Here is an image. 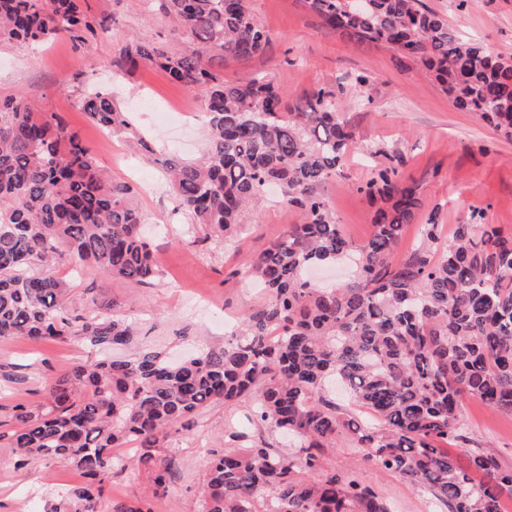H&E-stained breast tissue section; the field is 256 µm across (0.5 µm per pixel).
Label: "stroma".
I'll return each instance as SVG.
<instances>
[{
	"label": "stroma",
	"mask_w": 512,
	"mask_h": 512,
	"mask_svg": "<svg viewBox=\"0 0 512 512\" xmlns=\"http://www.w3.org/2000/svg\"><path fill=\"white\" fill-rule=\"evenodd\" d=\"M447 16L449 24L480 40L492 53L512 57V0H425ZM89 16L109 23L107 37L75 47L66 38L18 48L0 44V97L23 94L40 112L60 113L86 144L96 164L114 179L129 183L150 233L159 274L135 286L103 268L75 265L70 255L58 258L56 275L69 286V313H119L134 322L136 349L159 350L170 359L202 348L223 347L241 315L267 299L247 274L245 263L278 239L289 225L300 223L299 211L271 199L246 213L234 238L208 237L192 224L165 178L164 161H196L207 150V128L199 109L200 94L172 83L156 66L124 70V47L133 41L187 49L177 23L158 11L154 0H83ZM257 20L268 30L267 50L254 57L212 67L225 80L272 82L296 102L324 89L333 92L359 143L400 149L405 157L404 182L418 186L426 205H439L442 237L465 223L471 211L486 223L512 231V138H505L473 114L458 110L441 86L414 65L400 64L396 52L374 44H356L326 30L302 0H250ZM370 82L362 96L352 93V79ZM95 88L111 91L137 130L136 136L102 130L77 102ZM196 107L197 113L159 125L154 109ZM371 177L360 156H352L341 175L323 188L345 235L353 242L373 233V208L356 190ZM97 351L80 341L35 343L21 337L0 341V420H9L15 403L45 399V378L96 359ZM255 396L214 403L202 410L192 430L171 433L163 442L175 462L166 495L157 512H200L206 451L232 447L228 435L240 430L262 435L289 449L297 441L258 429L250 416ZM462 422L482 448L512 468V415L467 402ZM10 449L0 447V512H47L77 484V472L38 461L23 469L4 466ZM126 469L108 485L105 496L127 502L144 496L146 481L133 449L121 451ZM329 469L369 482L389 512H443L440 504L409 481L364 461L348 438L338 437L325 450Z\"/></svg>",
	"instance_id": "stroma-1"
}]
</instances>
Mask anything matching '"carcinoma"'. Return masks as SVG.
<instances>
[{"instance_id":"1","label":"carcinoma","mask_w":512,"mask_h":512,"mask_svg":"<svg viewBox=\"0 0 512 512\" xmlns=\"http://www.w3.org/2000/svg\"><path fill=\"white\" fill-rule=\"evenodd\" d=\"M322 24L358 42L387 46L435 78L453 105L512 137V57L495 55L424 0H303ZM191 47L183 52L133 41L130 66L153 64L202 93L209 145L196 163L168 160L173 191L192 223L226 239L242 212L275 186L300 211L269 248L247 263L268 292L243 314L219 349L171 363L157 351L74 366L47 381L48 402L12 406L0 446L17 469L36 460L65 464L81 482L50 512H155L171 461L162 442L189 429L209 404L260 390L258 426L300 439L288 452L259 438L247 448H212L202 512H387L365 480L342 479L324 448L345 435L365 460L428 491L448 512H503L512 469L463 434L464 403L512 414V232L473 212L441 240L439 206L420 225L421 244L393 253L424 203L400 176L398 150H369L372 176L357 187L374 206V233L356 244L321 188L359 148L333 94L319 90L290 109L264 79L229 83L208 56L243 60L270 41L248 0H160ZM106 33L81 0H0V44L67 37L76 46ZM83 111L108 130L131 123L112 93L86 95ZM134 190L104 175L55 112L23 95L0 98V339H78L97 348L131 343L118 316H72L66 282L51 272L66 251L134 285L156 277ZM344 261L350 281L321 286L313 265ZM462 447L455 458L443 444ZM136 444L151 495L108 503L106 485L125 469L113 453Z\"/></svg>"}]
</instances>
